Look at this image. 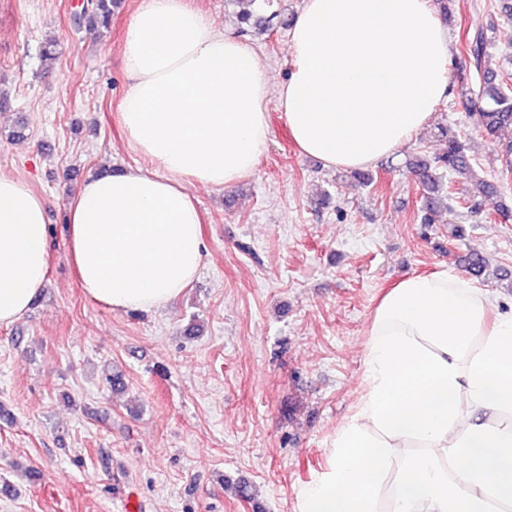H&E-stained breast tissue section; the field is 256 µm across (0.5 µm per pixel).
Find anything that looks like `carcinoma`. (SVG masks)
<instances>
[{
  "instance_id": "cac0c4a2",
  "label": "carcinoma",
  "mask_w": 512,
  "mask_h": 512,
  "mask_svg": "<svg viewBox=\"0 0 512 512\" xmlns=\"http://www.w3.org/2000/svg\"><path fill=\"white\" fill-rule=\"evenodd\" d=\"M118 0H86L81 12L74 14L77 28L108 27L112 23V5ZM240 10L236 14L240 29H256L264 32L270 18L280 17V24L288 28L292 19L282 13L266 15V10L273 6V0H236ZM56 41L47 40L40 51L41 65L48 70L57 59ZM490 39L487 29L479 16L471 18L466 29L463 49L470 60L468 73H460L458 82L474 97L483 101L477 107V125L487 136H494L499 131L512 126V87L499 72L512 66V57L507 56L498 65L491 67L492 55L489 53ZM439 137L444 142L441 152L430 157H417L410 168L420 176L422 195L420 220L423 224L437 223L444 212L450 211L448 203V177L467 176L472 181L470 201L480 206L485 200L498 195L497 187L490 181L480 179L473 173L466 145L458 134L446 127H439Z\"/></svg>"
}]
</instances>
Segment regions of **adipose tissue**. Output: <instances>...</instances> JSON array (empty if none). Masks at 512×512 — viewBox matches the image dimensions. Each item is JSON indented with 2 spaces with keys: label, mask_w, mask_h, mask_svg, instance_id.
Segmentation results:
<instances>
[{
  "label": "adipose tissue",
  "mask_w": 512,
  "mask_h": 512,
  "mask_svg": "<svg viewBox=\"0 0 512 512\" xmlns=\"http://www.w3.org/2000/svg\"><path fill=\"white\" fill-rule=\"evenodd\" d=\"M290 51L275 87L191 0H136L119 121L142 162L87 178L68 209L87 296L150 312L193 282L205 245L189 187L230 190L254 171L269 96L302 154L358 169L398 154L449 94L431 0H305ZM47 224L45 198L0 174V326L45 284ZM361 387L294 512H512V306L445 271L400 280L371 314Z\"/></svg>",
  "instance_id": "obj_1"
}]
</instances>
